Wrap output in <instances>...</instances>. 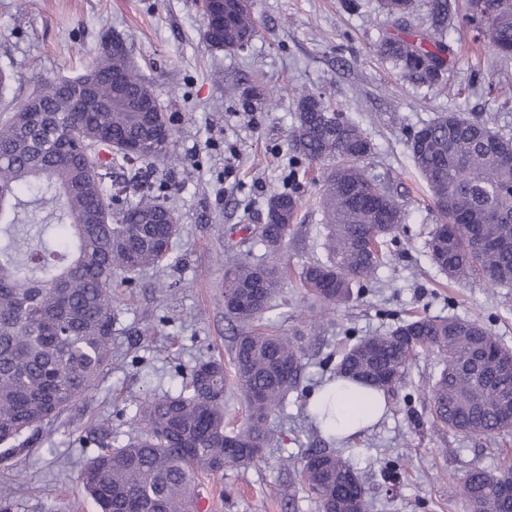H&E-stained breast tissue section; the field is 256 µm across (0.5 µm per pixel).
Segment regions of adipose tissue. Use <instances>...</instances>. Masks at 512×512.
I'll list each match as a JSON object with an SVG mask.
<instances>
[{"mask_svg":"<svg viewBox=\"0 0 512 512\" xmlns=\"http://www.w3.org/2000/svg\"><path fill=\"white\" fill-rule=\"evenodd\" d=\"M309 408L320 430L341 442L376 423L386 403L382 392L336 376L312 393Z\"/></svg>","mask_w":512,"mask_h":512,"instance_id":"ef3b65f1","label":"adipose tissue"}]
</instances>
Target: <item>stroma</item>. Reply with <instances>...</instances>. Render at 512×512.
I'll list each match as a JSON object with an SVG mask.
<instances>
[{"instance_id":"35a3bbf8","label":"stroma","mask_w":512,"mask_h":512,"mask_svg":"<svg viewBox=\"0 0 512 512\" xmlns=\"http://www.w3.org/2000/svg\"><path fill=\"white\" fill-rule=\"evenodd\" d=\"M253 2L258 33L228 52L205 46L198 0H0V71L14 76L0 122L35 78L81 73L104 33L120 34L140 73L157 83L173 129L176 161L157 166L153 183L180 224L159 269L114 277L112 359L95 388L23 447L0 445L8 512H93L79 474L133 437L139 404L178 392L199 361H230L237 327L221 302L224 261L262 260L251 231L264 223L271 193L289 190L301 207L280 254L288 277L260 324L302 335L303 378L269 418L275 442L260 461L198 475L201 512H320L299 477L317 448L340 452L362 476L369 512H466L460 488L469 471L512 459V433L493 444L436 431L425 397L438 366L428 354L416 357L382 421L359 437L333 442L309 413L311 393L335 376L344 346L414 316L475 319L512 347V287L451 282L432 265L425 242L440 216L407 146L448 112L512 137V58L457 24L445 37L454 54L441 79L418 84L377 51L399 32L382 0L352 9L346 0ZM249 86L271 101L248 98ZM300 91L361 127L374 145L367 172L390 184L406 213L377 279L320 324L297 277L324 257L325 167L288 150Z\"/></svg>"}]
</instances>
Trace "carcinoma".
<instances>
[{
    "label": "carcinoma",
    "instance_id": "carcinoma-1",
    "mask_svg": "<svg viewBox=\"0 0 512 512\" xmlns=\"http://www.w3.org/2000/svg\"><path fill=\"white\" fill-rule=\"evenodd\" d=\"M403 21L415 0H384ZM429 27L448 30L451 0H425ZM465 21L485 28L498 55L512 57V0H470ZM203 39L213 50L244 48L258 20L248 0H207ZM410 77L433 82L449 54L442 41L412 34L381 43ZM165 123L156 83L135 69L130 50L103 49L74 77L39 82L0 125V445L37 432L92 389L108 365L112 342V277L136 275L167 259L179 224L154 222L159 196L131 201L148 169L174 160L151 149L153 125ZM363 131L322 97L301 94L289 149L311 162L332 161L320 198L328 234L327 260L302 267L300 280L324 310L347 303L385 266V239L404 223L391 192L363 162L372 148H355ZM417 172L431 190L441 223L427 240L432 264L448 278L512 286V137L476 117L443 114L408 141ZM299 198L275 192L267 204ZM268 261L224 263V310L244 326L236 337L234 373L224 363H198L175 395L148 397L138 408L137 434L108 448L84 468L82 482L97 512H197L196 472L219 474L248 466L271 441L268 418L284 409L304 364L297 341L246 329L271 308L282 282L278 255L288 233L265 223L253 229ZM512 359L489 328L460 317H418L345 349L337 373L396 395L413 360L435 352L442 369L427 390L442 431L491 440L512 429L498 408L500 390L482 371L464 372L478 350ZM243 396L247 419L224 423L228 385ZM300 480L322 512H367L360 475L339 453L308 454ZM497 473L470 470L461 486L468 512H512Z\"/></svg>",
    "mask_w": 512,
    "mask_h": 512
}]
</instances>
